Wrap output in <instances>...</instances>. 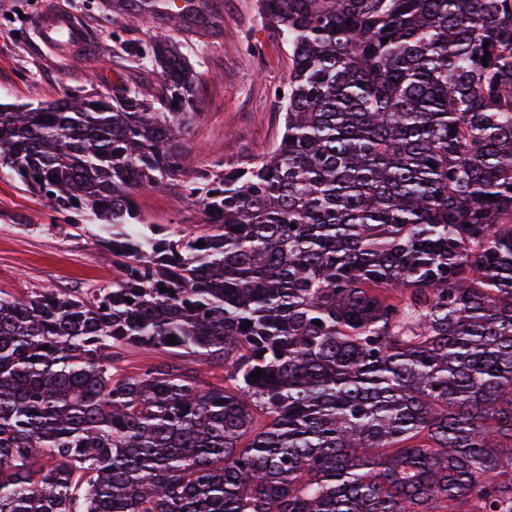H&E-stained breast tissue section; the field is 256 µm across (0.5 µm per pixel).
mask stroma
Segmentation results:
<instances>
[{
	"mask_svg": "<svg viewBox=\"0 0 512 512\" xmlns=\"http://www.w3.org/2000/svg\"><path fill=\"white\" fill-rule=\"evenodd\" d=\"M120 2L0 0V103L38 104L125 88L154 93L151 46L158 36L171 38L197 74L203 117L182 132L177 174L136 202L147 223L189 230L204 221L188 192L195 178L219 163L240 166L261 157L280 138L282 107L271 92L288 82V45L261 16L257 0H191L196 6L210 3L204 19L163 28L125 13ZM49 5L84 23L95 53L77 63L40 43L33 21ZM101 235L90 217L57 213L0 172L1 297L48 291L86 297L111 286L119 271L104 260Z\"/></svg>",
	"mask_w": 512,
	"mask_h": 512,
	"instance_id": "1",
	"label": "stroma"
}]
</instances>
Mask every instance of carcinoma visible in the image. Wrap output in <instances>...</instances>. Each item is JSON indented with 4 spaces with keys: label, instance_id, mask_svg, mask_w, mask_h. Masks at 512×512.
Returning <instances> with one entry per match:
<instances>
[{
    "label": "carcinoma",
    "instance_id": "1",
    "mask_svg": "<svg viewBox=\"0 0 512 512\" xmlns=\"http://www.w3.org/2000/svg\"><path fill=\"white\" fill-rule=\"evenodd\" d=\"M259 3L284 129L198 232L135 202L203 116L171 40L154 100L0 103V168L120 269L0 298V512H512V0Z\"/></svg>",
    "mask_w": 512,
    "mask_h": 512
}]
</instances>
